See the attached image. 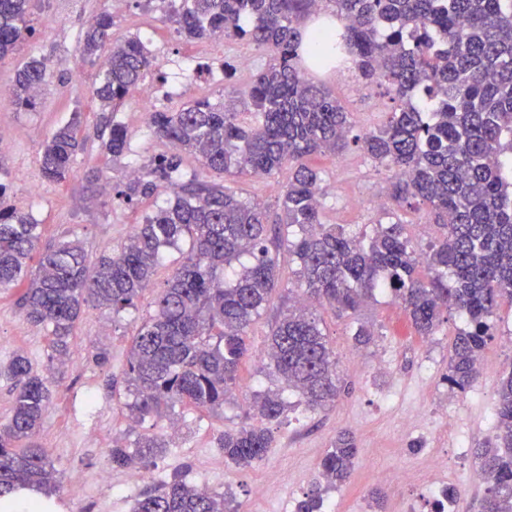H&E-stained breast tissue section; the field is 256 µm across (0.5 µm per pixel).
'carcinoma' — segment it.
Instances as JSON below:
<instances>
[{
    "label": "carcinoma",
    "mask_w": 512,
    "mask_h": 512,
    "mask_svg": "<svg viewBox=\"0 0 512 512\" xmlns=\"http://www.w3.org/2000/svg\"><path fill=\"white\" fill-rule=\"evenodd\" d=\"M341 25L327 33L319 54L302 43L301 25L316 2ZM32 0H0V61L35 34ZM177 32L191 39L224 35L271 51L265 68L237 96L199 99L175 111L149 113V135L175 146L148 171L112 187L131 206L140 197L171 191L174 202L146 216L120 251L90 264L79 240L44 249L36 269L39 225L6 201L0 182V288L27 283L26 316L49 329L52 350L67 352L81 307L92 302L114 313L136 309L163 266L164 252L184 239L190 249L157 294L154 314L133 335L123 382L134 394L132 415L163 416L177 403L224 409L248 354L247 330L280 284L283 247L299 265L288 288V310L271 327L268 369L280 386L253 394L256 424L224 430V458L238 467L261 461L273 442L272 423L289 408L282 392L297 393L318 411L342 390L336 356L316 308L356 314L378 294L399 302L421 336H432L456 313L445 380L464 391L478 377L477 360L504 298L512 300V0H180ZM108 12L82 33L83 61L98 67L91 96L100 105L101 149L131 153V133L116 113L147 78L154 56L139 36L118 43ZM348 63L367 84L386 86L395 103L377 127L354 133L351 113L314 79ZM51 61L32 58L15 74L7 95L32 109L47 83ZM362 148L392 172L390 200H416L441 233L427 249L412 246L399 222L378 220L372 234H351L322 221L324 190L304 159ZM82 146L81 113L44 143L40 170L48 183L69 174ZM196 157L202 174L181 181V152ZM288 171L277 213L241 199L207 179L269 176ZM426 264L430 279L417 276ZM16 395L0 425V498L21 490L51 496L59 483L43 449L32 444L50 404L45 380L17 355L4 367ZM497 425L476 449L488 481L483 512H512V369L497 384ZM165 448L156 435L110 449L112 466L134 467ZM359 449L336 437L320 462L323 484L296 512H321L323 494L352 476ZM133 512H236L233 497L211 495L174 479L141 491Z\"/></svg>",
    "instance_id": "cac0c4a2"
}]
</instances>
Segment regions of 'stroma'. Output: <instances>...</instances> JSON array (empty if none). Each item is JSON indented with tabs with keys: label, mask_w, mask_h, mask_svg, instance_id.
Returning <instances> with one entry per match:
<instances>
[{
	"label": "stroma",
	"mask_w": 512,
	"mask_h": 512,
	"mask_svg": "<svg viewBox=\"0 0 512 512\" xmlns=\"http://www.w3.org/2000/svg\"><path fill=\"white\" fill-rule=\"evenodd\" d=\"M34 4L36 35L19 54L0 62V85L10 86L16 68L32 55L52 60L54 75L35 109L0 112V136L11 143L10 151L0 155V181L9 184L11 199L40 224L43 243L76 237L93 259L124 243L132 225L168 202L167 196L161 195L139 199L131 207L105 203L101 200L102 183L88 178L91 170L100 169L116 183L125 178L130 164L144 169L154 156L166 152L163 142L143 136L140 109L167 106V95L175 90L182 104L205 97L215 102L221 92L243 91L264 67L268 53L240 42L185 39L178 33L165 0H126L123 11L117 13L112 12L108 0H34ZM102 11L113 14L114 38L138 34L144 24L156 30L150 45L156 68L149 76L156 99L148 104L132 97L117 114L118 121L132 134L135 156L131 159L114 161L97 150V108L89 95L97 70L82 59L80 34ZM190 49L198 50L196 62L205 68L233 63L232 77L221 84L207 78L187 83L182 59ZM243 54L252 59L246 69L235 65L237 56ZM320 79L344 110L351 112L357 131L380 124L392 105L386 89L374 84L365 86L363 93H355L352 86L360 81L355 70H345L340 78L330 71ZM76 110L82 114L86 148L75 158L66 181L44 182L39 165L42 146ZM308 163L323 178L326 223L365 232L381 219L376 202L389 185L391 173L387 168L376 165L353 146L336 154L311 156ZM212 179L224 181L242 198L272 209L285 176L225 180L216 173ZM32 182L39 185L34 195L28 191ZM352 196L360 199L359 209L348 207ZM187 251L184 242L166 251L163 267L142 293L136 309L115 314L86 304L69 352L58 360L52 356L47 328L28 321L22 313L18 305L21 289L0 288V366L19 354L28 357L52 394L35 438L52 461L61 485L48 512H132L144 487L138 478L140 469L114 468L109 450L141 434L166 438L164 452L144 466L153 472L154 483L178 477L214 495L231 493L238 512H295V504L317 481L321 458L337 434L345 431L356 438L359 464L347 484L325 492V512H397L406 499L417 512H433L432 501L420 485L381 487L374 479L380 469L420 466L431 449L447 456L449 465L456 469L462 485L458 512H482L485 490L468 485L467 470L475 461V448L495 432L496 385L502 372L512 367L500 348L502 338L512 330V303L502 302L492 337L482 353L491 364L489 374L479 376L463 392L449 391L443 380L450 345L461 324L458 316H449L434 335L425 337L415 332L403 309L387 297H376L355 319L318 310L345 390L327 410L312 412L299 404L287 411L273 429L272 447L264 460L242 469L225 460L219 436L224 428L246 421L252 394L273 385L264 353L273 321L288 306L287 291L274 293L249 327V356L223 410L211 412L178 404L165 417L136 418L127 408L131 397L120 383L138 323L152 314L169 272ZM361 321L373 325L377 332L374 343L366 347L357 346L353 339ZM100 349L109 355L103 367L92 360ZM419 407L426 408V416L417 420L414 429H404V420Z\"/></svg>",
	"instance_id": "stroma-1"
}]
</instances>
